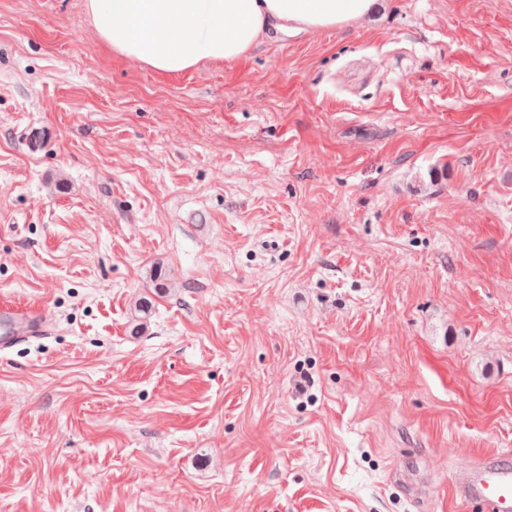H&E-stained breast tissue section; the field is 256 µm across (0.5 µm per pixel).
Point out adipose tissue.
Masks as SVG:
<instances>
[{"label": "adipose tissue", "mask_w": 512, "mask_h": 512, "mask_svg": "<svg viewBox=\"0 0 512 512\" xmlns=\"http://www.w3.org/2000/svg\"><path fill=\"white\" fill-rule=\"evenodd\" d=\"M379 0H83L99 41L160 73L244 58L269 31L360 22Z\"/></svg>", "instance_id": "1"}]
</instances>
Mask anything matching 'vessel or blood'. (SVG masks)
<instances>
[{
	"instance_id": "vessel-or-blood-1",
	"label": "vessel or blood",
	"mask_w": 512,
	"mask_h": 512,
	"mask_svg": "<svg viewBox=\"0 0 512 512\" xmlns=\"http://www.w3.org/2000/svg\"><path fill=\"white\" fill-rule=\"evenodd\" d=\"M49 331L38 308L0 306V351L30 338L47 337ZM456 503L479 502L488 512H512V466L489 457L464 469L451 484Z\"/></svg>"
}]
</instances>
